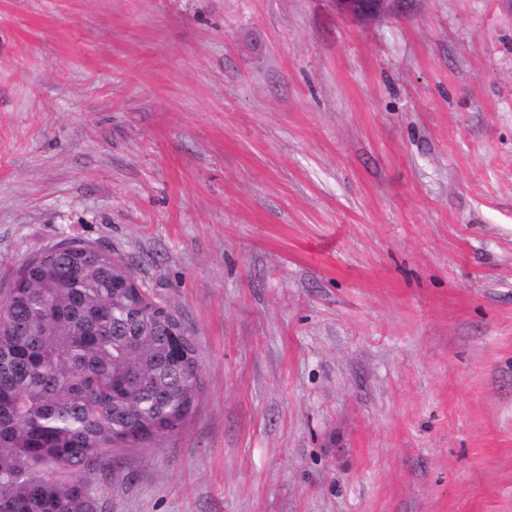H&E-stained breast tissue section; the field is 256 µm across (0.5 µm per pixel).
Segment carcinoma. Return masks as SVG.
I'll return each mask as SVG.
<instances>
[{"instance_id": "cac0c4a2", "label": "carcinoma", "mask_w": 512, "mask_h": 512, "mask_svg": "<svg viewBox=\"0 0 512 512\" xmlns=\"http://www.w3.org/2000/svg\"><path fill=\"white\" fill-rule=\"evenodd\" d=\"M112 261L67 238L30 256L0 298V512H102L98 476L176 431L202 364L191 335L131 336L141 312L181 319Z\"/></svg>"}]
</instances>
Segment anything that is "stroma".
I'll return each mask as SVG.
<instances>
[{
  "label": "stroma",
  "instance_id": "35a3bbf8",
  "mask_svg": "<svg viewBox=\"0 0 512 512\" xmlns=\"http://www.w3.org/2000/svg\"><path fill=\"white\" fill-rule=\"evenodd\" d=\"M72 237L203 369L103 512H512V0H0V294ZM336 9L341 15L356 19L366 20L373 18L385 9L389 0H333Z\"/></svg>",
  "mask_w": 512,
  "mask_h": 512
}]
</instances>
